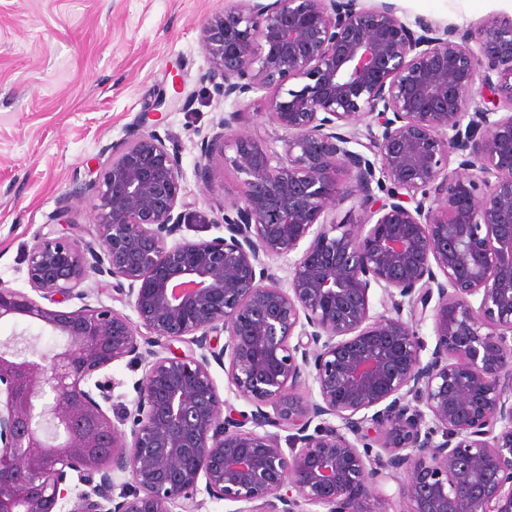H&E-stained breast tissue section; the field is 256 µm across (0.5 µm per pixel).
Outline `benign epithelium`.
I'll list each match as a JSON object with an SVG mask.
<instances>
[{"mask_svg":"<svg viewBox=\"0 0 512 512\" xmlns=\"http://www.w3.org/2000/svg\"><path fill=\"white\" fill-rule=\"evenodd\" d=\"M201 45L231 110L195 175L230 147L244 194L224 235L185 238L205 217L181 159L138 130L99 164V246L45 234L33 294L0 281V321L61 338L0 346V512H177L201 491L237 512H382L399 471L407 512H512V20L470 34L389 3L233 0ZM263 90L274 143L235 133ZM365 118L364 138L345 131ZM346 200L361 223L323 219ZM92 273L136 319L42 304ZM174 341L195 350H155ZM121 361L143 368L127 430L107 413L122 382L100 377ZM214 363L250 412L223 413Z\"/></svg>","mask_w":512,"mask_h":512,"instance_id":"benign-epithelium-1","label":"benign epithelium"}]
</instances>
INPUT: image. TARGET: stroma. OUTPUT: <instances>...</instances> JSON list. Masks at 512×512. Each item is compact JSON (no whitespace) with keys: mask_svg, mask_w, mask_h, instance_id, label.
Wrapping results in <instances>:
<instances>
[{"mask_svg":"<svg viewBox=\"0 0 512 512\" xmlns=\"http://www.w3.org/2000/svg\"><path fill=\"white\" fill-rule=\"evenodd\" d=\"M399 17L421 16L461 31L491 16L512 18V0H390ZM230 0H0V280L28 291L27 256L50 231V217L68 199V217L83 238L97 239L92 182L114 144L129 138L159 93L174 80L188 106L165 112L155 131L182 160L186 199L205 215L183 230L189 239L221 235L223 203L243 191L240 175L215 155L213 178H197L202 138L224 114L208 78L200 43L209 15ZM88 303L124 310L108 276H90Z\"/></svg>","mask_w":512,"mask_h":512,"instance_id":"stroma-1","label":"stroma"}]
</instances>
